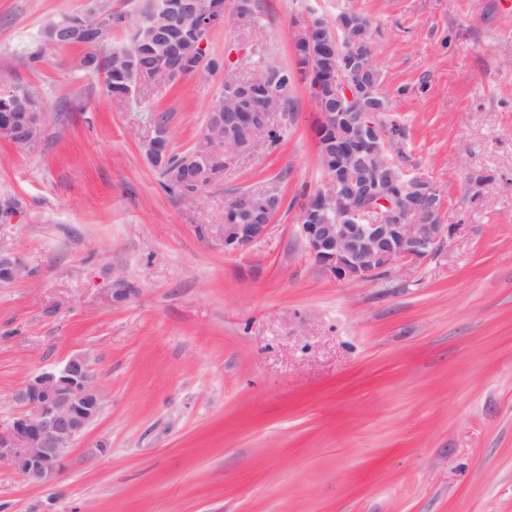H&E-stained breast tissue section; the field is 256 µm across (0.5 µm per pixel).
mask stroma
Returning <instances> with one entry per match:
<instances>
[{
	"label": "stroma",
	"instance_id": "stroma-1",
	"mask_svg": "<svg viewBox=\"0 0 512 512\" xmlns=\"http://www.w3.org/2000/svg\"><path fill=\"white\" fill-rule=\"evenodd\" d=\"M212 31L223 58L121 104L42 28L90 0H0V91L40 100L45 132L0 141V424L33 373L86 355L103 409L53 484L0 465V512H512V0H256ZM373 23L384 125L453 233L370 283L308 255L301 207L328 179L307 84L282 145L231 164L198 200L162 189L149 114L192 148L228 76L293 65L297 21ZM277 180L264 238L224 249V199ZM107 453H99V443Z\"/></svg>",
	"mask_w": 512,
	"mask_h": 512
}]
</instances>
